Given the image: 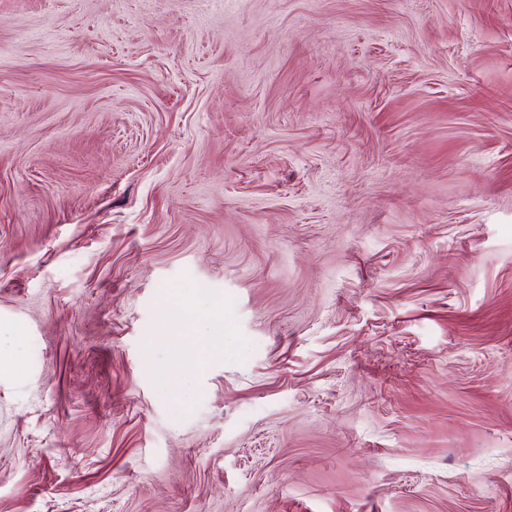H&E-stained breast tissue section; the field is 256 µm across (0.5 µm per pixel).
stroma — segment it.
Returning <instances> with one entry per match:
<instances>
[{
  "label": "stroma",
  "instance_id": "35a3bbf8",
  "mask_svg": "<svg viewBox=\"0 0 512 512\" xmlns=\"http://www.w3.org/2000/svg\"><path fill=\"white\" fill-rule=\"evenodd\" d=\"M2 359L0 512H512V0H0Z\"/></svg>",
  "mask_w": 512,
  "mask_h": 512
}]
</instances>
